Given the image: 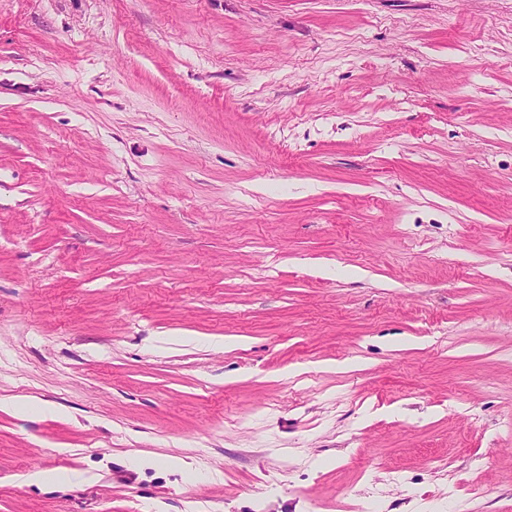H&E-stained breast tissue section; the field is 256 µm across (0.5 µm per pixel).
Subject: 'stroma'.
Returning a JSON list of instances; mask_svg holds the SVG:
<instances>
[{
    "instance_id": "stroma-1",
    "label": "stroma",
    "mask_w": 512,
    "mask_h": 512,
    "mask_svg": "<svg viewBox=\"0 0 512 512\" xmlns=\"http://www.w3.org/2000/svg\"><path fill=\"white\" fill-rule=\"evenodd\" d=\"M0 512H512V0H0Z\"/></svg>"
}]
</instances>
